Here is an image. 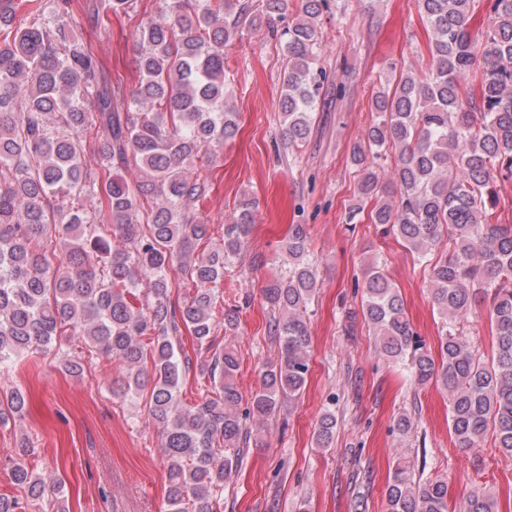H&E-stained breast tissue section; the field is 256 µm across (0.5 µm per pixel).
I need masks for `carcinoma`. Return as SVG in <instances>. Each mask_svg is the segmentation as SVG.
I'll use <instances>...</instances> for the list:
<instances>
[{
  "label": "carcinoma",
  "mask_w": 512,
  "mask_h": 512,
  "mask_svg": "<svg viewBox=\"0 0 512 512\" xmlns=\"http://www.w3.org/2000/svg\"><path fill=\"white\" fill-rule=\"evenodd\" d=\"M28 2L0 0V375L26 353L61 348L64 336L88 354L86 361L62 354L72 374L99 357L120 363L125 375L110 393L144 402L160 431L168 512H217L241 449L261 441L247 420L264 422L302 395L317 261L306 226L293 225L283 244L288 266L262 289L280 359L261 370L259 390L240 409L239 360L215 345L212 310L224 270L249 236L254 202L243 198L222 245L197 254L208 225L191 212L205 184L188 172L203 152L218 161L216 149L238 130L224 47L245 25L285 18L288 0H260L258 10L245 0H159L157 16L136 31L139 78L126 99L75 31L77 0H46L14 25ZM327 2L300 0L279 34L286 52L279 115L290 144L309 137L320 106L316 19ZM417 4L432 31L429 69L381 86L371 102L376 120L351 160L359 201H375L372 223L428 259L439 359L376 261L367 268L361 315L387 362L407 366L417 387L435 382L448 392L449 429L460 447L490 437L512 456V224L500 221L497 190L512 176V0H488L491 24L481 36L469 24L475 0ZM471 70L479 73L476 99L463 97L457 81ZM390 152L392 192L378 174ZM132 165L137 182L123 176ZM55 239L57 263L43 246ZM174 272L193 287L180 304L170 299ZM480 300L492 333L487 358L465 337ZM185 330L208 353L200 372L213 387L194 405L180 398ZM25 411L21 389H0V424ZM315 434L319 447H331L334 411H324ZM33 454L18 449L13 484L28 502L66 512L62 482L38 475L27 462ZM386 496L389 512H498L491 489L450 508L448 483L406 461L397 463Z\"/></svg>",
  "instance_id": "1"
}]
</instances>
